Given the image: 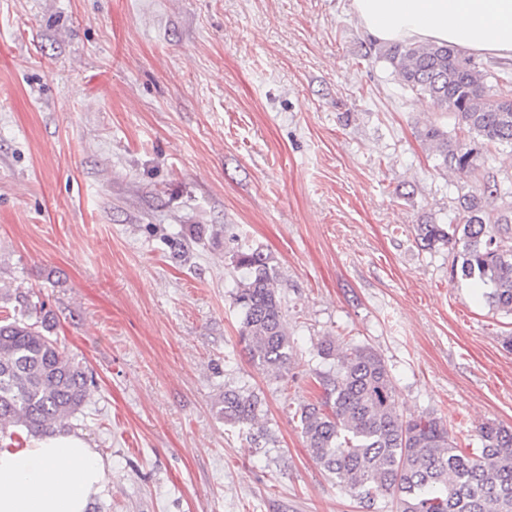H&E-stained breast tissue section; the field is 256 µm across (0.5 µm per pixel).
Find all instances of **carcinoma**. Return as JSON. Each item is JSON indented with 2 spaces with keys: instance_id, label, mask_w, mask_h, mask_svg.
I'll return each mask as SVG.
<instances>
[{
  "instance_id": "cac0c4a2",
  "label": "carcinoma",
  "mask_w": 512,
  "mask_h": 512,
  "mask_svg": "<svg viewBox=\"0 0 512 512\" xmlns=\"http://www.w3.org/2000/svg\"><path fill=\"white\" fill-rule=\"evenodd\" d=\"M382 57L406 88L450 112L467 133L463 140L430 125L421 131L441 165L461 176L478 167V139L512 147V77L482 71L460 49L446 44L394 42ZM509 191L494 184L462 198L456 224H419L423 247L460 248L462 275L491 288L487 299L512 313V218L491 217L488 200ZM245 277L234 297L243 318L240 341L263 371L288 369L291 356L272 257L261 249L238 250ZM336 377L323 381L325 397L303 406L302 434L310 456L336 484L367 502L396 498L399 512H512V428L480 427L481 447L465 453L442 419H406L392 401V376L380 354L350 347ZM90 379L86 367L61 352L39 327L15 318L0 324V435L12 427L30 436L65 429L81 411ZM260 401L226 390L219 401L224 421L257 424Z\"/></svg>"
}]
</instances>
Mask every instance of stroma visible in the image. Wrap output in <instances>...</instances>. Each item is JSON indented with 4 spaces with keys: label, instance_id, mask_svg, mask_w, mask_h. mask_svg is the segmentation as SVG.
Returning <instances> with one entry per match:
<instances>
[{
    "label": "stroma",
    "instance_id": "stroma-1",
    "mask_svg": "<svg viewBox=\"0 0 512 512\" xmlns=\"http://www.w3.org/2000/svg\"><path fill=\"white\" fill-rule=\"evenodd\" d=\"M352 0H0V320L9 290L93 379L70 432L110 465L88 512H398L308 454L329 336L374 349L398 413L461 450L512 428V315L421 247L463 196L512 185V148L471 175L420 136L454 116L403 87ZM279 274L291 362L239 338L237 250ZM261 399L263 436L224 423ZM219 413L224 422L249 428L257 424L260 401L254 394H244L237 390H225L218 403Z\"/></svg>",
    "mask_w": 512,
    "mask_h": 512
}]
</instances>
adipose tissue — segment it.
I'll use <instances>...</instances> for the list:
<instances>
[{
	"label": "adipose tissue",
	"mask_w": 512,
	"mask_h": 512,
	"mask_svg": "<svg viewBox=\"0 0 512 512\" xmlns=\"http://www.w3.org/2000/svg\"><path fill=\"white\" fill-rule=\"evenodd\" d=\"M382 42H437L512 59V0H352ZM108 482L99 454L65 432L0 451V512H87Z\"/></svg>",
	"instance_id": "1"
}]
</instances>
